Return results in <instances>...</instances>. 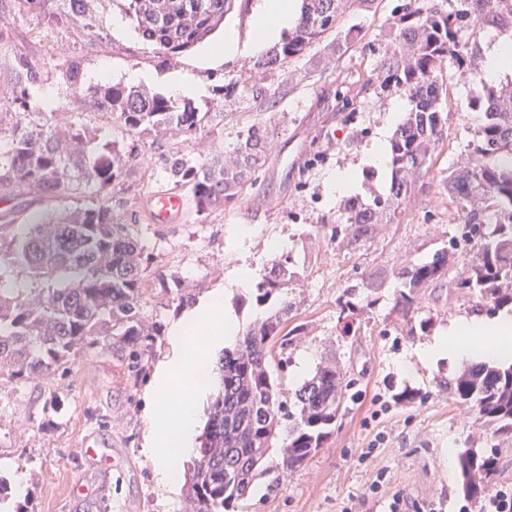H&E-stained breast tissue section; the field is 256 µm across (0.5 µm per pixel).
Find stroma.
<instances>
[{
    "label": "stroma",
    "mask_w": 512,
    "mask_h": 512,
    "mask_svg": "<svg viewBox=\"0 0 512 512\" xmlns=\"http://www.w3.org/2000/svg\"><path fill=\"white\" fill-rule=\"evenodd\" d=\"M260 0H237L224 23L240 43L236 55L218 65L200 61L199 49L159 62L139 43L130 27L113 30L111 39L88 42L76 28L51 25L41 17L0 5V149L17 127L79 117L97 145L117 143L138 155L141 165L113 191L112 203L135 215L155 266L178 273L204 295L219 292L239 325L255 316L240 305L245 290L237 284L242 269L260 280L275 257L271 241L282 242L302 269L303 286L289 289L295 304L288 321L294 333L282 353L280 377L298 388L327 359H337L348 383L346 411L323 448L297 471L284 475L280 488L266 481L250 494L244 512H388L393 495L406 512H478L461 492L458 472L448 469L445 451L490 447V430L474 422L444 388L459 364L442 359L423 363L416 351L449 321L473 315L467 295L455 288L425 289L410 310L397 305L396 276L406 260H431L445 250L461 265L470 246H453L464 220L443 187L448 170L472 153L480 115L469 107L472 86L446 72L447 140L423 180L416 202L402 223L379 225L372 238L354 246L328 241L307 247L304 234L313 225L331 223L343 201L330 186L339 171L353 174V194L369 198L386 192L388 169L376 168L372 153L389 142L410 108L403 90L389 81L379 60L390 44V28L407 0H384L376 15L346 12L342 29L356 26L362 39L353 56L335 57L329 41L314 44L301 59L263 72L251 44L253 15ZM26 59L38 70L27 111L8 95L15 64ZM79 61L92 82L128 83L130 74H147L143 87L170 93L173 78L187 74L201 86L194 100L207 112L202 133L188 139L176 132L129 134L110 126L97 112H78L77 98L62 78L66 61ZM357 92L349 114L336 110L338 79ZM231 86L229 98L214 94ZM260 125L271 146L265 169L249 195L228 210L200 221L188 212L171 223L151 219L148 199L169 190L164 159L180 152L200 159L232 147L239 134ZM302 155L294 164V155ZM253 236L238 242L239 225ZM373 295V306L356 313L353 330L343 334L339 303L348 290ZM145 387H133L127 362L119 353L82 349L67 375L46 382H0V476L24 477L22 494L12 495L16 512H86L104 484L112 486L111 512H182L185 490L167 491L154 480V461L141 449L145 427ZM101 441L97 461L81 453L83 440ZM112 468L106 482L103 468Z\"/></svg>",
    "instance_id": "1"
}]
</instances>
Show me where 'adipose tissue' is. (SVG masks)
<instances>
[{
	"mask_svg": "<svg viewBox=\"0 0 512 512\" xmlns=\"http://www.w3.org/2000/svg\"><path fill=\"white\" fill-rule=\"evenodd\" d=\"M297 17V0H262L253 20V50L278 38ZM241 333L218 294L189 308L171 324L169 352L157 364L149 387L148 428L142 446L154 460L158 485L167 489L179 485L183 462L195 450L200 403L219 385L213 349L236 342ZM419 356L427 362L448 356L510 364L512 315L459 317L423 345Z\"/></svg>",
	"mask_w": 512,
	"mask_h": 512,
	"instance_id": "adipose-tissue-1",
	"label": "adipose tissue"
}]
</instances>
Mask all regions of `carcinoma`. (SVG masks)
Returning a JSON list of instances; mask_svg holds the SVG:
<instances>
[{
	"label": "carcinoma",
	"mask_w": 512,
	"mask_h": 512,
	"mask_svg": "<svg viewBox=\"0 0 512 512\" xmlns=\"http://www.w3.org/2000/svg\"><path fill=\"white\" fill-rule=\"evenodd\" d=\"M18 9L35 8L49 22L73 21L91 41L108 36L107 20L90 7L93 0H14ZM136 37L159 57L191 50L206 41L224 21L235 0H112ZM365 13L377 0H302L294 31L255 62L257 70L300 58L307 49L339 30L347 5ZM487 26L512 31V0H410L392 24V50L380 67L407 94L411 108L393 132L387 150L389 193L350 198L340 205L336 223L320 225L308 240L326 236L357 244L372 237L380 224L402 221L406 203L429 172L443 141L447 117L440 107L442 69L450 65L460 81L475 86L472 105L482 113L472 158L444 181L448 197L466 215L462 236L476 239L475 255L453 271L448 281L474 298L483 310L512 309V82L494 86L474 65L479 48L474 35ZM63 76L90 112H103L128 133L175 130L187 136L203 128L206 113L193 99L151 93L140 86L89 84L81 63L64 65ZM37 83L34 64L15 67L12 102L27 109ZM270 150L268 132L259 125L239 135L230 150L208 160L179 153L165 159V173L175 189L189 190L197 216L222 212L256 184ZM137 155L117 146L100 148L82 125L46 122L13 136L0 157V188L18 198L36 194L56 200L67 194L70 180L95 188L96 197L73 209L28 216L27 232L8 233L11 210L0 215V377L10 381L33 376L52 380L81 348L98 346L128 359L133 385L149 370V357L164 324L141 313L145 297L159 306L183 309L200 293L183 278L152 269V253L136 221L115 211L112 189L127 171L138 167ZM15 267L40 283L38 298L23 288L5 287ZM448 252L432 260L401 267L398 304L447 277ZM300 279L290 256L271 263L250 294L265 316L242 330L233 348L219 357L221 389L211 402L199 448L185 479L186 512H238L256 480L292 473L331 438L346 386L338 361L321 363L303 385L291 392L271 368L277 346L287 345L293 302L288 288ZM448 398L494 428L498 443L486 452L463 448L458 465L464 496L478 502L496 484L502 444L512 446V364L465 365L445 384Z\"/></svg>",
	"instance_id": "obj_1"
}]
</instances>
